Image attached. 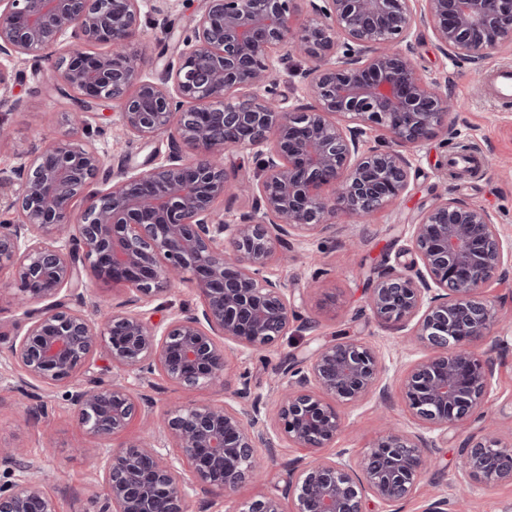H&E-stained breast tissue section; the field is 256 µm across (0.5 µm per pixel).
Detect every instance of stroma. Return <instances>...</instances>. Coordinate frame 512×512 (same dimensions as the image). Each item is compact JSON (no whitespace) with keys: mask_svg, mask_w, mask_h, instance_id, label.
I'll return each mask as SVG.
<instances>
[{"mask_svg":"<svg viewBox=\"0 0 512 512\" xmlns=\"http://www.w3.org/2000/svg\"><path fill=\"white\" fill-rule=\"evenodd\" d=\"M414 60L431 77L445 81L449 99L457 102L438 135L423 147L411 149L413 183L408 196L386 207L365 222L353 224L338 217L328 231L296 244L284 263H274L273 277L294 295L300 319L270 349L254 354L229 353L224 385L184 392L159 376L142 382L161 412L189 402L208 403L223 399L225 388L249 383L253 392L275 399L280 389L278 368L288 359L304 356L318 343L357 336L384 357L389 384L386 398H372L347 409L346 423L336 438V448L348 449L358 458L369 449L382 428V415H390L401 428L411 431L410 419L398 393L397 376L411 361L399 349L396 331L379 324L368 304L367 276L381 259L402 270L412 259L408 254L409 226L422 208L438 197L450 196L465 204L496 213L504 238L512 239V111H500L485 93L483 80L474 78L468 64L451 60L431 28L418 32ZM22 84L13 94L0 95V120L10 139L0 144V169L17 166L16 151L62 136L66 131L57 97L41 93V76L32 62L21 63ZM466 144L483 153L487 162L475 174L449 176L440 169L444 155ZM104 154V172L117 176L121 166L139 165L148 158L163 161L167 139L159 137L142 145L129 139L119 123L105 125L95 139ZM19 291L9 272H0V351H7L15 336L24 334L27 320L18 302ZM484 294L499 313L488 336L475 342L478 351H493L495 378L489 408L482 418L449 428L433 451L437 463L417 483L413 495L395 508L372 500L368 512H424L432 498L455 497V482L462 467L461 450L467 440L482 430L497 431L512 438V270L494 281ZM70 387L45 388L22 385L16 371L0 363V448H21L37 466L36 475L52 496L57 512H96L98 486L93 474L88 440L76 421ZM312 452L279 443L267 457L263 481L248 483L229 496L201 495L191 512H233L236 506L258 495L285 497L290 463L311 460Z\"/></svg>","mask_w":512,"mask_h":512,"instance_id":"35a3bbf8","label":"stroma"}]
</instances>
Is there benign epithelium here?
<instances>
[{"mask_svg": "<svg viewBox=\"0 0 512 512\" xmlns=\"http://www.w3.org/2000/svg\"><path fill=\"white\" fill-rule=\"evenodd\" d=\"M167 0H0V92L19 63L45 61L47 91L66 100L64 139L17 152L0 171V270L26 303L23 337L4 360L24 383L57 387L91 369L104 351L112 379L71 394L80 427L95 442L123 434L151 402L129 378L159 373L194 390L224 382L226 353L269 348L296 314L269 276L292 242L330 229L339 215L361 222L408 194L412 162L402 148L437 135L450 110L442 83L411 58L432 28L448 57L480 65L512 47V0H203L177 52L141 48L142 10ZM107 51L88 53L87 45ZM310 105L288 104L276 74L288 54ZM118 106L127 134L145 145L165 134L161 163L127 167L91 191L105 165L87 114ZM246 150L254 178H238L224 153ZM245 197L250 210L220 216L215 204ZM85 200L82 209L76 202ZM420 265L381 269L369 289L377 321L411 331L428 354L406 366L401 396L419 430L388 427L355 467L341 450L288 470L291 512H365L373 497L412 495L430 463L432 431L484 413L496 344L479 354L496 310L482 290L512 266L490 211L442 197L410 225ZM135 293L101 320L81 310L83 273ZM188 275L200 307L156 323L141 307ZM388 367L369 343L317 345L280 372L285 387L268 408L243 386L220 405L169 411L146 436L96 448L98 512H189L203 493H232L263 474L274 440L319 451L343 427V408L384 395ZM466 477L512 483V442L492 432L462 448ZM0 512H55L31 478L23 450H0ZM238 512H283L261 496Z\"/></svg>", "mask_w": 512, "mask_h": 512, "instance_id": "obj_1", "label": "benign epithelium"}]
</instances>
